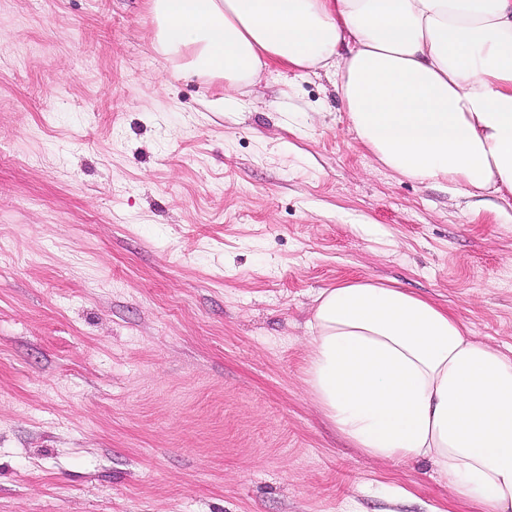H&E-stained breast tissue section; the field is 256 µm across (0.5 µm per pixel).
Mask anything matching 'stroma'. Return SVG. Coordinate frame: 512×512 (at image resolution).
<instances>
[{
  "label": "stroma",
  "instance_id": "obj_1",
  "mask_svg": "<svg viewBox=\"0 0 512 512\" xmlns=\"http://www.w3.org/2000/svg\"><path fill=\"white\" fill-rule=\"evenodd\" d=\"M145 2L0 0V512H431L323 416L306 323L371 278L511 354L512 210L377 164L333 72L213 108Z\"/></svg>",
  "mask_w": 512,
  "mask_h": 512
}]
</instances>
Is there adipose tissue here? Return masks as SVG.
<instances>
[{
    "instance_id": "obj_1",
    "label": "adipose tissue",
    "mask_w": 512,
    "mask_h": 512,
    "mask_svg": "<svg viewBox=\"0 0 512 512\" xmlns=\"http://www.w3.org/2000/svg\"><path fill=\"white\" fill-rule=\"evenodd\" d=\"M185 78L237 87L271 64L336 66L350 128L416 181L512 207V0H147ZM305 382L367 457L429 463L434 512H512V355L452 309L388 283L322 290Z\"/></svg>"
}]
</instances>
